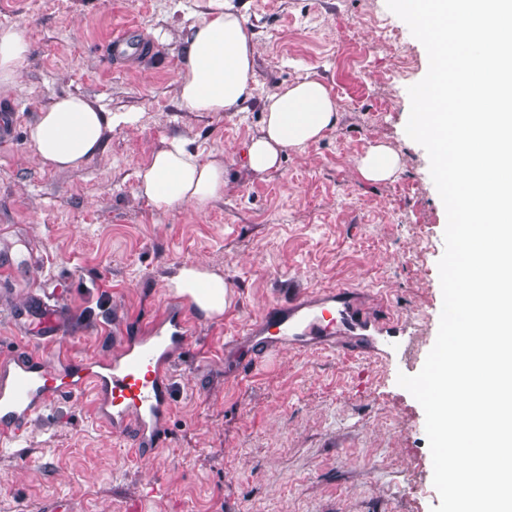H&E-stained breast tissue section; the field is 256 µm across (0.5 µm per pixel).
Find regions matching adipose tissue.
<instances>
[{
  "label": "adipose tissue",
  "instance_id": "adipose-tissue-1",
  "mask_svg": "<svg viewBox=\"0 0 512 512\" xmlns=\"http://www.w3.org/2000/svg\"><path fill=\"white\" fill-rule=\"evenodd\" d=\"M182 55L174 82L180 104L190 112H237L254 84L255 36L244 14L228 0H207V10L178 32ZM32 52L16 26L0 28V89L20 84ZM260 133L246 149L248 167L264 173L282 156L320 140L337 120L336 99L325 84L305 80L277 87L262 107ZM112 118L83 95L66 94L39 108L27 126V143L41 166L75 170L96 158ZM139 188L155 208L191 206L204 212L224 195V164L202 160L190 140L175 136L154 151L136 174ZM205 316L222 315L233 301L224 277L202 264L182 266L169 281Z\"/></svg>",
  "mask_w": 512,
  "mask_h": 512
}]
</instances>
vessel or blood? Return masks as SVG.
<instances>
[{
	"label": "vessel or blood",
	"instance_id": "obj_1",
	"mask_svg": "<svg viewBox=\"0 0 512 512\" xmlns=\"http://www.w3.org/2000/svg\"><path fill=\"white\" fill-rule=\"evenodd\" d=\"M60 302L38 297L13 311L14 323L28 326L33 339L56 343L62 334ZM193 333L188 310L173 308L162 319L137 326L122 337L112 358L73 359L61 356L56 367L32 347L0 355V444L22 440L33 418L64 398L95 397L96 413H107L113 433L133 431L138 451L151 455L164 443L160 421L172 407L173 357L185 349ZM409 333L408 324L367 314L347 290L296 292L288 303L272 305L246 325L236 354L244 361L282 351L333 348L354 352L374 347L375 335Z\"/></svg>",
	"mask_w": 512,
	"mask_h": 512
}]
</instances>
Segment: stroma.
I'll use <instances>...</instances> for the list:
<instances>
[{
	"mask_svg": "<svg viewBox=\"0 0 512 512\" xmlns=\"http://www.w3.org/2000/svg\"><path fill=\"white\" fill-rule=\"evenodd\" d=\"M258 43L243 111L190 112L174 94L177 28L205 0H0V27L32 46L20 87L0 97L14 130L0 137V347L27 345L9 313L32 289L66 309L60 349L111 358L114 325L180 304L168 276L204 263L224 275L234 303L194 315L191 345L175 360L166 441L151 459L132 437L67 399L34 418L27 441L0 449V512H431L439 506L425 414L397 383L421 370L442 308L438 262L446 213L429 158L405 126L407 89L428 70L424 46L386 0H230ZM154 45L134 68L112 59L113 34ZM323 81L338 121L319 141L257 174L245 147L265 97L282 84ZM92 98L116 123L102 153L57 172L30 156L27 125L51 99ZM224 162V195L205 215L159 210L136 172L168 137ZM383 144L403 169L365 180L357 160ZM351 285L379 316L415 324L410 356L313 350L241 366L226 349L289 287Z\"/></svg>",
	"mask_w": 512,
	"mask_h": 512,
	"instance_id": "35a3bbf8",
	"label": "stroma"
}]
</instances>
